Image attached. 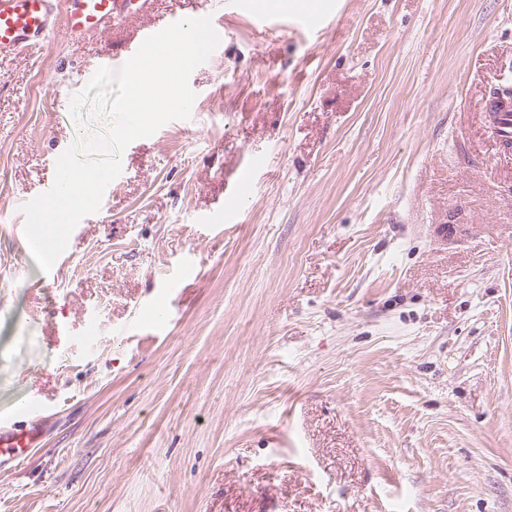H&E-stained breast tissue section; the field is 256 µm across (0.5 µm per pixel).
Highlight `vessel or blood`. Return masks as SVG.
Wrapping results in <instances>:
<instances>
[{
  "label": "vessel or blood",
  "instance_id": "1",
  "mask_svg": "<svg viewBox=\"0 0 512 512\" xmlns=\"http://www.w3.org/2000/svg\"><path fill=\"white\" fill-rule=\"evenodd\" d=\"M149 5L150 0H0V58L45 46L59 28L71 40L97 39ZM42 434L39 406H24L18 420H0V465L26 456Z\"/></svg>",
  "mask_w": 512,
  "mask_h": 512
}]
</instances>
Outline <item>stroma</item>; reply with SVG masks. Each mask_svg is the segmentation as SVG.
I'll return each instance as SVG.
<instances>
[{
  "label": "stroma",
  "mask_w": 512,
  "mask_h": 512,
  "mask_svg": "<svg viewBox=\"0 0 512 512\" xmlns=\"http://www.w3.org/2000/svg\"><path fill=\"white\" fill-rule=\"evenodd\" d=\"M213 2L0 60V419L47 414L0 512H512V0H223L190 117L33 260L21 200L112 123L89 71ZM253 185L252 168L245 169L240 174L236 184L235 192L226 210L225 217L231 218L237 212L239 201L249 195Z\"/></svg>",
  "instance_id": "35a3bbf8"
}]
</instances>
